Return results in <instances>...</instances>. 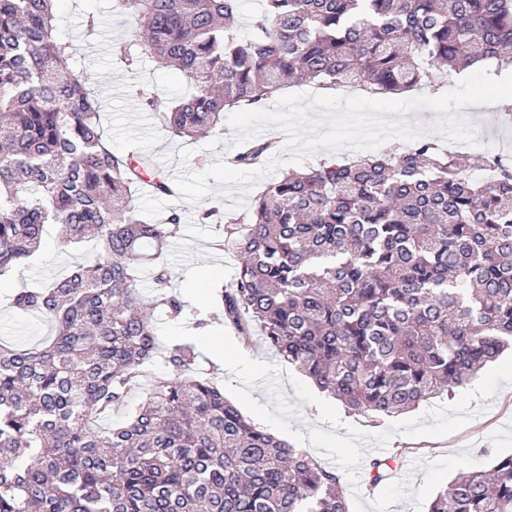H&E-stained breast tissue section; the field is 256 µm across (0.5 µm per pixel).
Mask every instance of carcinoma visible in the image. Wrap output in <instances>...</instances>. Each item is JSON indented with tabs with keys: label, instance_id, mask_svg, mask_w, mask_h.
I'll return each mask as SVG.
<instances>
[{
	"label": "carcinoma",
	"instance_id": "carcinoma-1",
	"mask_svg": "<svg viewBox=\"0 0 512 512\" xmlns=\"http://www.w3.org/2000/svg\"><path fill=\"white\" fill-rule=\"evenodd\" d=\"M54 2L0 0V276L50 224L93 252L8 297L54 335L0 342V512H348L339 474L245 419L196 370L194 345L152 369L155 313L184 315L162 258L183 215L155 224L137 209L143 185L171 183L103 144ZM241 2L112 0L140 24L119 59H152L189 87L158 114L171 137H203L290 84L433 93L468 67L512 64V0H262L246 21ZM278 147L250 141L231 163L258 167ZM222 232L240 257L217 291L223 322L246 345L260 332L358 414L415 408L512 347V166L484 153L421 140L289 171ZM403 455L374 459L372 484ZM428 512H512V455L450 481Z\"/></svg>",
	"mask_w": 512,
	"mask_h": 512
}]
</instances>
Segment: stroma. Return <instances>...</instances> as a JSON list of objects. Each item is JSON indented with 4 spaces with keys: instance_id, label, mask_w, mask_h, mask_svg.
Here are the masks:
<instances>
[{
    "instance_id": "1",
    "label": "stroma",
    "mask_w": 512,
    "mask_h": 512,
    "mask_svg": "<svg viewBox=\"0 0 512 512\" xmlns=\"http://www.w3.org/2000/svg\"><path fill=\"white\" fill-rule=\"evenodd\" d=\"M55 8L75 41L73 67L100 104L101 128L114 153L152 155L158 170L170 176L182 165L201 172L237 154V147L230 144L235 134L230 122H223L207 138L186 143L162 131L157 112L139 108L141 85L157 86L166 103L181 94L185 84L170 69L148 61L131 71L113 55L114 44L136 39L133 17L112 14L111 0H57ZM91 15L97 30L88 38L85 23ZM461 113L476 127L485 148L512 154V126L494 123L497 106H467ZM183 147L191 151L184 163L178 156ZM139 207L154 220L172 209L185 214L179 238L167 248L175 273L172 291L195 295L203 304L211 277H218L220 285H230L239 257L232 247L215 248L216 227L198 222L196 206L146 188L140 192ZM90 248L87 242L66 244L58 226H48L35 264L1 278L0 292L68 274L83 263ZM50 333L36 315H19L0 306V341L31 346ZM211 339L233 344L235 352L218 361L200 353L199 368L220 380L225 397L255 425L336 470L348 512H427L429 501L458 474L490 469L497 457L512 454L510 353L488 364L474 385L441 394L408 412L374 419L354 414L321 392L263 337H254L247 347L233 329L216 324ZM396 448L406 451L399 467L388 470L379 484L370 485L371 460Z\"/></svg>"
}]
</instances>
